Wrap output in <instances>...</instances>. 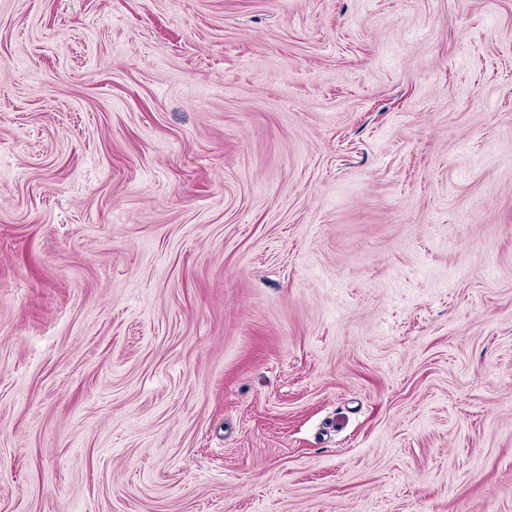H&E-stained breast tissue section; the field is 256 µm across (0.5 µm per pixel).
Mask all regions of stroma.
I'll return each mask as SVG.
<instances>
[{"label": "stroma", "mask_w": 512, "mask_h": 512, "mask_svg": "<svg viewBox=\"0 0 512 512\" xmlns=\"http://www.w3.org/2000/svg\"><path fill=\"white\" fill-rule=\"evenodd\" d=\"M0 512H512V0H0Z\"/></svg>", "instance_id": "stroma-1"}]
</instances>
